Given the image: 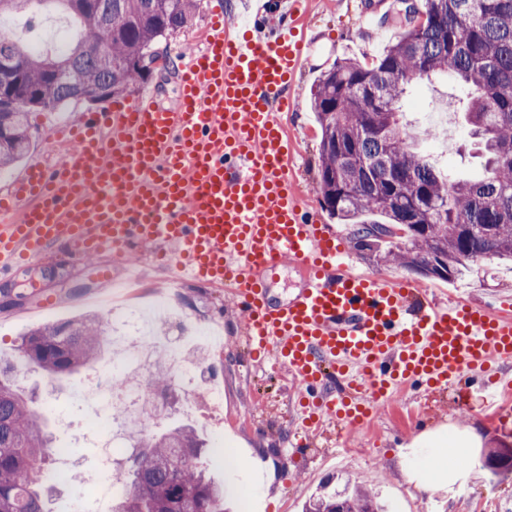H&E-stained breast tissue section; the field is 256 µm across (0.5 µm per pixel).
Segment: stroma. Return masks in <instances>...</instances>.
<instances>
[{"mask_svg":"<svg viewBox=\"0 0 512 512\" xmlns=\"http://www.w3.org/2000/svg\"><path fill=\"white\" fill-rule=\"evenodd\" d=\"M239 2L197 0L194 25L159 42L158 50L168 64L155 68L148 82L140 85V92L153 94L164 106H175L179 67L199 48L211 12L219 10L227 18H236ZM398 8V0H309L305 28L310 52L305 67L296 75L293 106L281 113L280 120L293 141L290 169L295 191L311 210L321 208L316 193L320 130L311 89L320 74L338 60L375 61L398 33L388 19ZM458 105L455 84L440 76L411 85L401 110L408 124L420 133L427 129L425 115L432 110L450 113L452 125L461 126L462 120L455 114ZM86 110L85 104L70 103L53 111L31 113L29 160L64 165L70 149L54 138L53 131L59 123L80 119ZM421 149L442 169L471 177L483 172L469 134L455 138L445 153L429 139ZM352 265L359 272L409 281L432 301L465 297L485 305L498 297H512L511 261L470 264L450 282L427 279L396 265H377L357 250L352 253ZM105 268L118 277L144 274L147 296L142 307L153 308L158 300L172 306V313L154 316L161 333L180 340L198 323L208 321L218 327L219 340L209 345L196 342L192 348L201 354V367L213 370L224 382L223 413L211 414L208 401L200 397L193 401V412L186 413L169 398L160 404L161 416L150 421L148 429L155 433L168 424L193 425L207 443L205 463L210 473L225 483L238 486L256 473L271 476V483L254 488L252 512H302L304 503L322 484L339 488L347 479L370 484L388 512H512V474L492 475L481 463L496 442L512 445V409L492 418L482 411L479 395L460 399L449 392L408 387L379 408L367 427L348 431L346 446H338V429L330 426L316 434L314 453L293 455L290 446L300 428L294 384L283 368L257 370L251 366L243 341L246 318L228 303L224 289L197 282L172 288L167 270L150 257L133 255L122 266L113 263L108 252L78 262L51 253L40 263L22 265L13 277L0 279V357L16 361L18 385L35 395V408L48 436L55 444L69 446L75 462L69 470L59 461L49 463V470L66 472L65 480L55 483L47 499L49 512H99L89 488L94 481H109L111 474L98 468L100 451L84 425L86 412L74 401L73 392L80 384L111 375L112 353L104 351L96 363L50 378L19 363L22 337L31 329L84 315L99 316L106 329L116 327L109 285L101 274ZM457 432L473 435L464 450L472 461L471 470L441 466L434 476L441 489L429 496L418 494L406 479L407 474L419 472L417 460L422 451L413 447V440L422 434Z\"/></svg>","mask_w":512,"mask_h":512,"instance_id":"stroma-1","label":"stroma"}]
</instances>
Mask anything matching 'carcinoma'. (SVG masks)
Returning a JSON list of instances; mask_svg holds the SVG:
<instances>
[{"label":"carcinoma","mask_w":512,"mask_h":512,"mask_svg":"<svg viewBox=\"0 0 512 512\" xmlns=\"http://www.w3.org/2000/svg\"><path fill=\"white\" fill-rule=\"evenodd\" d=\"M75 24L68 52L37 54L0 33V168L24 159L30 113L69 103H106L147 82L156 45L193 25L195 0H49ZM425 19L392 18L400 32L373 64L343 59L313 89L321 131L322 208L353 226L355 244L379 250L427 276L439 260L444 278L466 262L512 261V0H425ZM446 75L461 91L464 125L485 157L483 176L440 169L417 150L400 120L415 81ZM377 212L384 223L360 217ZM95 317L37 327L24 335L26 364L51 377L103 353ZM204 442L190 425L142 435L112 479L128 485L112 512H224L233 489L207 473ZM56 455L40 415L0 361V512H48L37 461ZM303 512H383L362 485H324Z\"/></svg>","instance_id":"1"}]
</instances>
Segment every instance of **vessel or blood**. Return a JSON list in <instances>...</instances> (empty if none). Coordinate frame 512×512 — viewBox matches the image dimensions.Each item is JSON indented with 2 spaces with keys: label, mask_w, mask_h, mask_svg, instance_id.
Wrapping results in <instances>:
<instances>
[{
  "label": "vessel or blood",
  "mask_w": 512,
  "mask_h": 512,
  "mask_svg": "<svg viewBox=\"0 0 512 512\" xmlns=\"http://www.w3.org/2000/svg\"><path fill=\"white\" fill-rule=\"evenodd\" d=\"M303 4L288 0L267 38L230 35L213 12L176 107L145 95L84 114L64 167L32 162L0 194V278L53 247L77 260L154 247L185 276L231 286L248 344L310 400L307 426L357 429L396 386L454 387L512 361V301L418 303L410 282L351 272L343 240L302 205L276 115L306 59ZM285 262L302 284L276 302L267 276Z\"/></svg>",
  "instance_id": "vessel-or-blood-1"
}]
</instances>
